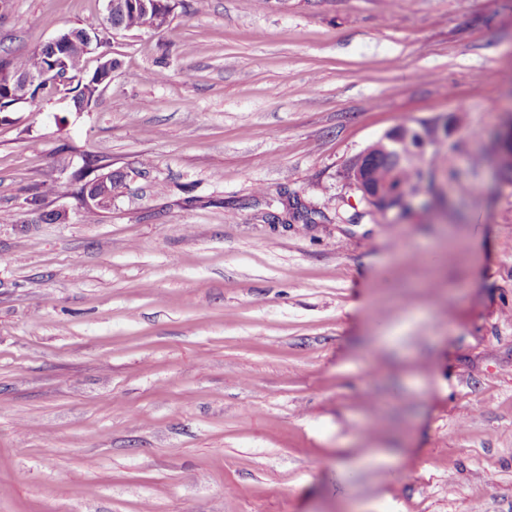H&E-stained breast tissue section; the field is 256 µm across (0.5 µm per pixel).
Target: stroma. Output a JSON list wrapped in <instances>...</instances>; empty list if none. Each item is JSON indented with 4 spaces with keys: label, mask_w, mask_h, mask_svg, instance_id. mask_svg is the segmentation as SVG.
I'll return each mask as SVG.
<instances>
[{
    "label": "stroma",
    "mask_w": 512,
    "mask_h": 512,
    "mask_svg": "<svg viewBox=\"0 0 512 512\" xmlns=\"http://www.w3.org/2000/svg\"><path fill=\"white\" fill-rule=\"evenodd\" d=\"M193 2L0 0V55L119 62L0 124V512H512V0ZM434 118L428 209L374 210L348 161ZM125 1V7L123 8V0H109L108 1V10L109 15L112 16L110 19V25L112 27H115L117 29H134V28H141L144 25L149 24L151 15H149L151 12H153L154 9V3L158 2L156 0H140L141 6L144 9L145 14L142 10L139 8H135L132 5H130L128 2L130 0H124ZM118 7H122V9L119 12L113 13V11H116ZM113 13V15H112ZM149 15V16H148ZM95 81L96 70L89 78L85 79L84 82L83 78L78 79L77 85L71 89L76 93L72 98L76 110L80 111L91 106L98 88L93 90L90 85ZM120 184V177L118 176L115 184L112 185V170L98 173L82 184L83 189L80 188L76 198L83 210H93L85 211L87 220H97L98 213L96 212H101L112 206V187H117Z\"/></svg>",
    "instance_id": "stroma-1"
}]
</instances>
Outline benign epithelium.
<instances>
[{"label":"benign epithelium","instance_id":"1","mask_svg":"<svg viewBox=\"0 0 512 512\" xmlns=\"http://www.w3.org/2000/svg\"><path fill=\"white\" fill-rule=\"evenodd\" d=\"M429 127L432 129V134L429 136L421 135L419 145L415 148L414 160L416 161L425 158L428 150L435 146L438 140L451 134L450 127L446 123L443 125L431 123ZM400 136L399 129L389 130L375 143L354 157L347 167L349 181L361 193L362 198L379 211H389L388 202L393 198L399 201L398 208L404 209L407 207L411 209L414 201L418 198V194L407 192L397 194L391 198L375 189L368 180V162L371 157L376 155L375 149H383L384 155L390 162L403 161V158L396 152ZM100 169H102V172L84 182L83 189L77 195V200L85 210L100 212L112 206V171L105 170L103 165L100 166Z\"/></svg>","mask_w":512,"mask_h":512}]
</instances>
